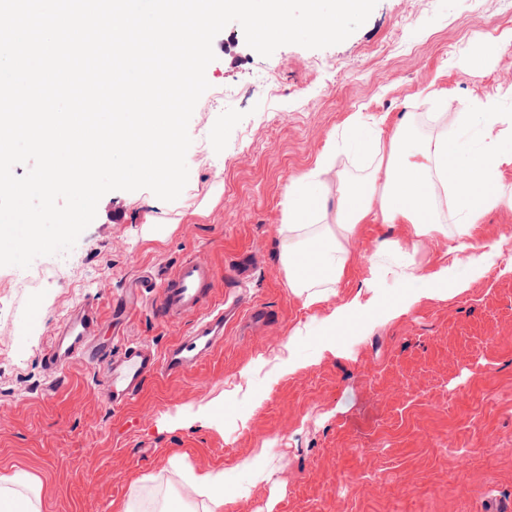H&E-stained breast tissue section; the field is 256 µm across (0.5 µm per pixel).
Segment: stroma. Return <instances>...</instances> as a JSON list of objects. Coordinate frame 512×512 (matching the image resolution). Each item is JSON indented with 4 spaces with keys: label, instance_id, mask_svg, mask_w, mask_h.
Masks as SVG:
<instances>
[{
    "label": "stroma",
    "instance_id": "stroma-1",
    "mask_svg": "<svg viewBox=\"0 0 512 512\" xmlns=\"http://www.w3.org/2000/svg\"><path fill=\"white\" fill-rule=\"evenodd\" d=\"M495 45L480 72L468 64ZM209 89L188 125L189 180L173 202L115 190L67 253L68 266L30 265V279L0 267V475L24 471L43 487L44 512H114L132 491L191 497L183 473L257 457L263 472L224 512H485L512 504V209L488 212L473 243L506 237L466 291L422 300L387 322L342 330L341 357L311 361L312 337L289 345L300 323L356 292L368 257L433 269L451 260V237L412 242L404 225H361L357 262L328 303L304 307L281 263V212L292 179L312 167L354 113L385 118V134L413 113L439 136L421 92H445L437 111L491 104L512 128V15L485 0H378L345 41L285 45L264 57L238 23L213 40ZM251 255L248 276L228 272ZM209 264L221 300L260 307L191 371L147 380L126 409L102 395L105 362L50 376L52 337L76 306L96 303L100 343L163 351L191 322L125 307L137 280L185 257ZM37 321H30L33 311ZM301 369L289 371V360ZM265 457H258V449ZM179 457L180 468L170 464Z\"/></svg>",
    "mask_w": 512,
    "mask_h": 512
}]
</instances>
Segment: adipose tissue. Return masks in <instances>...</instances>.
Wrapping results in <instances>:
<instances>
[{
  "label": "adipose tissue",
  "instance_id": "adipose-tissue-1",
  "mask_svg": "<svg viewBox=\"0 0 512 512\" xmlns=\"http://www.w3.org/2000/svg\"><path fill=\"white\" fill-rule=\"evenodd\" d=\"M499 116L487 110L460 112L455 131L433 140L415 136L410 121L397 125L390 140L382 138V122H366L361 115L343 127L348 152L369 160L372 170L360 183L344 179L336 170V145L328 143L308 171L288 187L282 227L316 233L289 244L282 255L291 292L304 307L326 303L332 286L343 284L354 262L352 241L360 225H406L412 240L445 232L441 200H453L454 259L431 270L407 267L398 271L405 289L393 298L380 290L388 267L379 256L368 259L369 276L352 297L336 305L322 320L296 328V335L316 336L319 351L342 354L339 328L364 320L389 321L421 299H444L459 294L482 278L489 258L499 253L496 239L474 244L472 232L484 216L499 207L512 209V183L503 170L512 167V134L498 132ZM261 472L256 458H246L231 470L190 475L194 500L165 498L159 509L148 506L131 491L119 512H224L227 489L244 490ZM43 489L28 473L0 476V512H42Z\"/></svg>",
  "mask_w": 512,
  "mask_h": 512
}]
</instances>
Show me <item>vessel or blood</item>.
I'll use <instances>...</instances> for the list:
<instances>
[{"instance_id": "vessel-or-blood-1", "label": "vessel or blood", "mask_w": 512, "mask_h": 512, "mask_svg": "<svg viewBox=\"0 0 512 512\" xmlns=\"http://www.w3.org/2000/svg\"><path fill=\"white\" fill-rule=\"evenodd\" d=\"M151 307L162 321L193 318V331L159 352L141 343H128L113 358L103 390L113 410H121L137 396L147 378L177 376L189 371L224 343V325L237 314V304L226 305L215 297V272L209 265L188 257L174 269L159 271L147 281ZM102 325L96 308H87L65 319L57 336L49 368L58 373L76 360L91 361L92 337Z\"/></svg>"}]
</instances>
